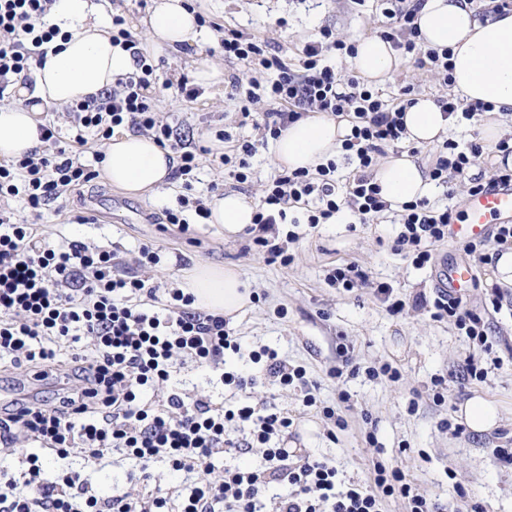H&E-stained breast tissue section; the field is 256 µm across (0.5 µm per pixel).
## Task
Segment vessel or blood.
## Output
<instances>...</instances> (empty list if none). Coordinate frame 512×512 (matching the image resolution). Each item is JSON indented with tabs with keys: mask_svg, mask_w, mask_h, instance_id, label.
Listing matches in <instances>:
<instances>
[{
	"mask_svg": "<svg viewBox=\"0 0 512 512\" xmlns=\"http://www.w3.org/2000/svg\"><path fill=\"white\" fill-rule=\"evenodd\" d=\"M512 223V186L497 187L469 196L465 215L452 225L455 239H482L490 235L494 225ZM475 274L472 267L462 260L444 265L438 279L441 288L454 295H463L472 284Z\"/></svg>",
	"mask_w": 512,
	"mask_h": 512,
	"instance_id": "vessel-or-blood-1",
	"label": "vessel or blood"
}]
</instances>
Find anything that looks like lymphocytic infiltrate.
Here are the masks:
<instances>
[{
	"instance_id": "f902f5d3",
	"label": "lymphocytic infiltrate",
	"mask_w": 512,
	"mask_h": 512,
	"mask_svg": "<svg viewBox=\"0 0 512 512\" xmlns=\"http://www.w3.org/2000/svg\"><path fill=\"white\" fill-rule=\"evenodd\" d=\"M382 2L386 23L381 37L406 57L424 54L441 83L451 84V50L421 45L416 17L425 0ZM53 3L0 0V94L25 79L33 64L43 63L45 46L59 34L46 22ZM112 41L132 51L136 71L117 79L116 90L74 104L80 129L75 143L85 144L88 131L101 140L110 139L118 128L150 133L160 147L177 154L174 176L185 189L178 209L167 210V222L182 223V210L188 206L196 216L208 218L204 201L187 194L200 147L158 121L146 94L156 67L136 51L122 17L112 19ZM221 46L225 58L247 63L250 71L277 73L262 91H248L240 108L247 117L254 105L266 103L264 135L278 137L307 112L351 119L343 150L355 155L358 165L345 198L336 196L335 160L312 171L279 172L254 217L261 231L253 239L258 251L280 256V247L264 233L292 206L306 210L313 226L332 219L344 204L363 224L388 210L373 181L374 168L386 150L402 142L403 113L409 102L404 99L387 107L378 92L359 79L340 84L336 72L322 65L327 52L355 55V44L321 30L319 40L304 46L294 67L271 53L264 41L236 31L225 32ZM41 138L56 144V152L34 150L0 163V199L22 198L35 212L99 176L98 170L74 161L51 126H42ZM484 153V145L476 140L464 150L443 141L429 161V177L442 186L457 178L468 180L473 195L511 186V168L497 170L486 180L470 176ZM401 210L402 229L391 248L424 268L434 259L431 244L447 239L455 216L448 209L430 208L424 199L403 204ZM115 265V255L107 248L79 241L58 246L37 238L35 225L0 217V361L26 367L36 379L58 370L76 382L58 405L22 404L1 411V449L14 450L28 439L47 445L62 458L81 452L87 463L119 450L137 463L144 483L158 462L178 472L208 471L215 458L260 449V463L225 469L219 479L192 487L181 496L176 512H383L389 497L403 500L407 512H443L387 459L374 461L370 481L342 483L328 460L289 447L294 421L287 413L251 405L223 409L204 398L185 400L178 393L162 402H145L148 390L170 378L175 354L216 367L223 364L225 353H239L241 346L224 316L192 309L191 296L181 289L171 290L163 311L146 309V302L158 299L156 288L139 278L114 276ZM413 304L431 309L434 319L453 321L469 343L488 347L484 312L464 308L459 299L441 290L431 299L417 295ZM24 464V490L0 492V512H164L167 505L158 490L136 495L118 490L110 498H99L74 470L46 479L33 453ZM274 483L287 490L265 501L264 494Z\"/></svg>"
}]
</instances>
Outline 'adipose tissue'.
<instances>
[{"mask_svg":"<svg viewBox=\"0 0 512 512\" xmlns=\"http://www.w3.org/2000/svg\"><path fill=\"white\" fill-rule=\"evenodd\" d=\"M51 24L67 32L56 40L33 76L36 104L0 106V158L19 156L40 146L39 122L43 105H66L86 100L112 87L118 77L131 73L128 51L112 42L93 0H55ZM421 41L429 48L453 52L452 90L467 103L492 104L495 112H512V10L476 16L470 0H426L417 16ZM146 52L158 55L188 45L200 47L207 37L186 0H152L144 22ZM353 69L369 84H382L401 64L391 44L371 35L357 43ZM454 116L442 112L433 98L416 97L403 115L409 143L431 145L443 139ZM350 132L348 121L323 112L288 125L270 144L271 160L278 169H315L342 151ZM175 166L171 152L152 137L117 131L105 145L100 164L103 176L127 195L140 197L167 185ZM382 197L403 204L432 196L433 182L407 153L378 161L374 173ZM208 222L233 238L252 226L255 206L245 197L227 192L208 202ZM180 287L192 295L196 308L232 315L246 307L250 293L233 269L195 264L183 275ZM457 416L469 430L486 433L500 418V407L481 396L466 399Z\"/></svg>","mask_w":512,"mask_h":512,"instance_id":"adipose-tissue-1","label":"adipose tissue"}]
</instances>
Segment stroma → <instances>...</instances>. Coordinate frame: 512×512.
Wrapping results in <instances>:
<instances>
[{
    "label": "stroma",
    "instance_id": "1",
    "mask_svg": "<svg viewBox=\"0 0 512 512\" xmlns=\"http://www.w3.org/2000/svg\"><path fill=\"white\" fill-rule=\"evenodd\" d=\"M190 2L208 22L206 52L223 70L224 79L210 86L197 85L191 55L159 56L157 78L147 94L160 120L206 147L191 193L207 198L211 184H221L227 191L234 187L227 166L218 158L224 144L217 140V133L252 141L261 137L253 125L243 124L240 104L231 95L232 77L246 73L247 67L225 59L218 45L221 29L268 41L272 51H285L294 63L321 29H331L336 38L353 43L378 34L385 18L379 0ZM181 80L197 89L196 97L178 95L175 84ZM377 90L389 103L406 93L435 99L449 94L433 72L410 60ZM181 193L180 181L173 179L151 196L131 197L100 178L64 194L41 215H34L15 198L0 203V214L15 224H37L42 238L107 247L118 260L115 274L142 278L163 290L176 288L183 272L198 262L236 269L257 300L231 320L241 352L228 356V366L247 376L258 374L260 367L250 360V352L273 348L283 360L305 368L308 378L319 385L316 397L323 405L337 406L344 390L353 408L346 414L347 429L331 440L326 420L318 409L303 406L298 390L267 381L237 391L224 386L219 371L180 355L170 379L151 393V400L180 392L206 397L216 406L264 404L292 416L295 447L330 460L342 480L367 481L377 456H395L414 486L440 503L456 504L462 489L485 512H512V469L496 464L492 456L493 448L512 444V306H503L490 319L489 339L501 366L485 381L460 384V362L469 356L483 359L484 353L466 343L453 322L434 320L427 310L412 308L418 294L433 296L439 271L415 268L409 258L391 251L389 239L396 230L393 213L371 224H322L314 229L283 221L275 241L292 257L284 265L257 255L250 235L225 239L223 231L200 222L194 212L186 214L188 231L167 223L164 212L176 208ZM144 243L156 245L158 262H141L138 248ZM349 262L366 272L370 287L349 292L327 283L329 270ZM377 282L389 283L393 299L407 302L403 315L389 313L373 288ZM341 344L347 345L355 364H390L399 369L400 380L381 384L362 375L330 379L329 371L341 363L337 353ZM438 376L448 384L444 406L433 401L432 381ZM59 388L54 379L37 382L24 370L8 369L0 372V408L21 401L53 405ZM477 393L499 403L501 420L495 429L456 435L440 428V420L455 419L459 403ZM413 400L418 406L412 411L408 405ZM370 430L377 446L365 440ZM27 449L40 457L47 478L71 467L84 469L89 486L100 498H109L115 487L129 484L130 465L119 454L87 469L79 455L62 459L36 442L28 443Z\"/></svg>",
    "mask_w": 512,
    "mask_h": 512
}]
</instances>
